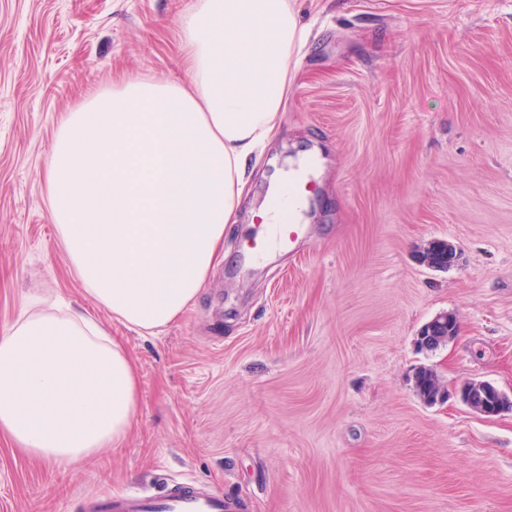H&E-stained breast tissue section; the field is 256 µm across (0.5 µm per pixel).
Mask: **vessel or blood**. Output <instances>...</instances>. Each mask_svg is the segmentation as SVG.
Returning <instances> with one entry per match:
<instances>
[{"mask_svg":"<svg viewBox=\"0 0 512 512\" xmlns=\"http://www.w3.org/2000/svg\"><path fill=\"white\" fill-rule=\"evenodd\" d=\"M235 508L223 494L184 482L158 493H113L90 500L91 512H234Z\"/></svg>","mask_w":512,"mask_h":512,"instance_id":"b4317fda","label":"vessel or blood"}]
</instances>
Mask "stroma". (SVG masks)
<instances>
[{"label":"stroma","mask_w":512,"mask_h":512,"mask_svg":"<svg viewBox=\"0 0 512 512\" xmlns=\"http://www.w3.org/2000/svg\"><path fill=\"white\" fill-rule=\"evenodd\" d=\"M193 0H0V327L51 288L93 309L56 241L44 174L67 112L122 75L184 80ZM309 37L224 259L184 319L139 334L123 447L72 467L0 436V512L193 482L239 512H512V0H295ZM306 160L294 253L250 259L270 178ZM457 248L448 269L420 253ZM454 313L436 350L419 328ZM450 392L425 403L419 367ZM474 412L487 417L512 413V397L487 381L463 382L455 392Z\"/></svg>","instance_id":"stroma-1"}]
</instances>
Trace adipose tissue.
<instances>
[{
	"label": "adipose tissue",
	"instance_id": "obj_1",
	"mask_svg": "<svg viewBox=\"0 0 512 512\" xmlns=\"http://www.w3.org/2000/svg\"><path fill=\"white\" fill-rule=\"evenodd\" d=\"M179 30L186 81L132 76L87 97L58 125L45 176L84 293L151 335L223 260L306 41L291 0H194ZM139 404L132 355L87 313L38 295L0 330V435L30 457L70 467L120 447Z\"/></svg>",
	"mask_w": 512,
	"mask_h": 512
}]
</instances>
